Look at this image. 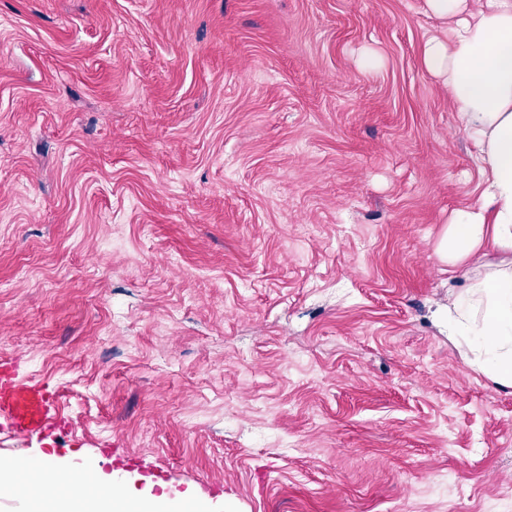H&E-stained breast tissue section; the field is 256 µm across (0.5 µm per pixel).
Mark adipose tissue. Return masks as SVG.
Here are the masks:
<instances>
[{
	"label": "adipose tissue",
	"instance_id": "obj_1",
	"mask_svg": "<svg viewBox=\"0 0 512 512\" xmlns=\"http://www.w3.org/2000/svg\"><path fill=\"white\" fill-rule=\"evenodd\" d=\"M450 22L452 35L430 37L424 69L441 78L473 141L483 180L479 202L458 210L438 247L449 267L470 266L462 288L448 290V327L466 363L497 388L512 389V0H424ZM65 468L32 472L0 463V496L27 512H160L167 496H112L108 477L82 470L79 496L45 494Z\"/></svg>",
	"mask_w": 512,
	"mask_h": 512
}]
</instances>
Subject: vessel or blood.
Segmentation results:
<instances>
[{"instance_id": "b4317fda", "label": "vessel or blood", "mask_w": 512, "mask_h": 512, "mask_svg": "<svg viewBox=\"0 0 512 512\" xmlns=\"http://www.w3.org/2000/svg\"><path fill=\"white\" fill-rule=\"evenodd\" d=\"M21 357L0 360V419L16 433L47 434L62 427L57 391L19 372Z\"/></svg>"}]
</instances>
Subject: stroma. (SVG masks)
<instances>
[{"label":"stroma","instance_id":"35a3bbf8","mask_svg":"<svg viewBox=\"0 0 512 512\" xmlns=\"http://www.w3.org/2000/svg\"><path fill=\"white\" fill-rule=\"evenodd\" d=\"M450 34L423 0H0V359L73 423L0 460L199 512H512V391L448 336L481 182L421 63Z\"/></svg>","mask_w":512,"mask_h":512}]
</instances>
